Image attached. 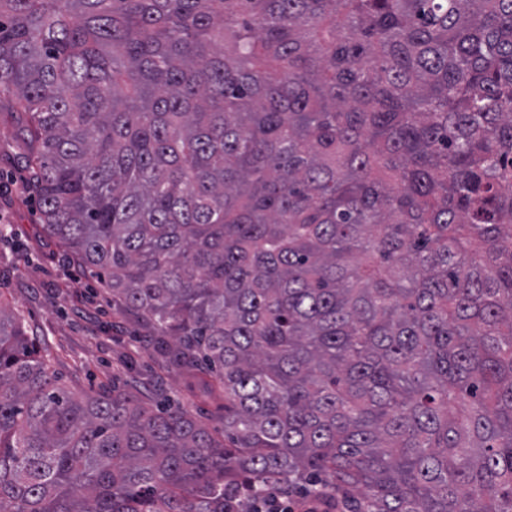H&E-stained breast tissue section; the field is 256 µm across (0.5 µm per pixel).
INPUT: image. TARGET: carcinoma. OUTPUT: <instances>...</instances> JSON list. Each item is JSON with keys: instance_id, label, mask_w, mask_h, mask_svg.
I'll return each instance as SVG.
<instances>
[{"instance_id": "cac0c4a2", "label": "carcinoma", "mask_w": 512, "mask_h": 512, "mask_svg": "<svg viewBox=\"0 0 512 512\" xmlns=\"http://www.w3.org/2000/svg\"><path fill=\"white\" fill-rule=\"evenodd\" d=\"M0 106L224 412L76 398L0 310V512H512V0H0Z\"/></svg>"}]
</instances>
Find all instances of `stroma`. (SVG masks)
I'll list each match as a JSON object with an SVG mask.
<instances>
[{
  "instance_id": "stroma-1",
  "label": "stroma",
  "mask_w": 512,
  "mask_h": 512,
  "mask_svg": "<svg viewBox=\"0 0 512 512\" xmlns=\"http://www.w3.org/2000/svg\"><path fill=\"white\" fill-rule=\"evenodd\" d=\"M22 122L20 113L0 110V222L11 227L0 239V307L19 310L30 335L48 342L54 370L71 391H130L187 409L222 435L220 413L190 394L150 343L151 327L117 313L106 289L42 242L38 201L24 190Z\"/></svg>"
}]
</instances>
